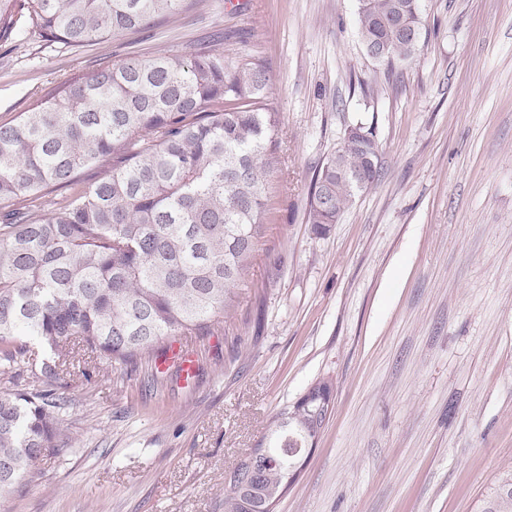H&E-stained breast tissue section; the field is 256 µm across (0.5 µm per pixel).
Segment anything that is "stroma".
Wrapping results in <instances>:
<instances>
[{
    "label": "stroma",
    "mask_w": 512,
    "mask_h": 512,
    "mask_svg": "<svg viewBox=\"0 0 512 512\" xmlns=\"http://www.w3.org/2000/svg\"><path fill=\"white\" fill-rule=\"evenodd\" d=\"M423 5L421 50L389 77L357 0H197L78 53L0 40L5 126L58 82L224 36L228 66L270 68L282 156L235 316L184 339L193 381L105 361L69 378L75 444L0 512H224L226 473L323 377L335 409L274 512H479L512 471V0ZM357 123L382 178L314 234L313 169Z\"/></svg>",
    "instance_id": "35a3bbf8"
}]
</instances>
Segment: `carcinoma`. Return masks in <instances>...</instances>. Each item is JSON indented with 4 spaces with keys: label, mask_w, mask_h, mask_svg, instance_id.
Listing matches in <instances>:
<instances>
[{
    "label": "carcinoma",
    "mask_w": 512,
    "mask_h": 512,
    "mask_svg": "<svg viewBox=\"0 0 512 512\" xmlns=\"http://www.w3.org/2000/svg\"><path fill=\"white\" fill-rule=\"evenodd\" d=\"M196 0H0V39L28 19L77 51L115 40ZM365 53L389 76L420 51L422 0H358ZM261 60L224 51L161 55L65 82L0 126V488L72 446L59 389L105 358L155 362L174 336H208L235 312L233 290L264 234L270 177L282 164L279 115ZM377 141L350 140L316 165L306 223L322 235L377 184ZM102 175L64 204L23 202ZM25 387L16 389L18 380ZM334 407L320 379L265 435L268 456L224 487V512H269ZM480 512H512V473Z\"/></svg>",
    "instance_id": "obj_1"
}]
</instances>
